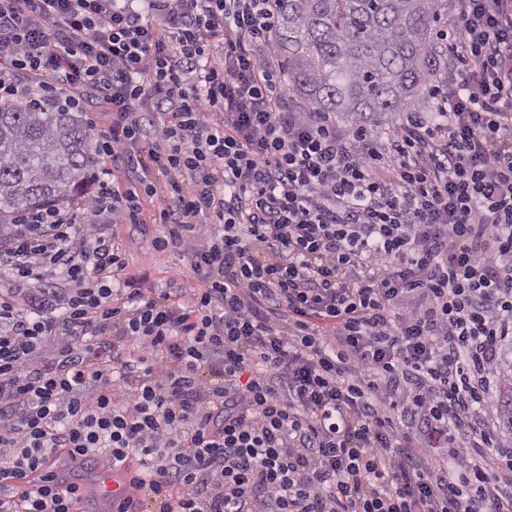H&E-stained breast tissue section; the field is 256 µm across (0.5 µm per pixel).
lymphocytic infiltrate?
Segmentation results:
<instances>
[{
	"label": "lymphocytic infiltrate",
	"mask_w": 512,
	"mask_h": 512,
	"mask_svg": "<svg viewBox=\"0 0 512 512\" xmlns=\"http://www.w3.org/2000/svg\"><path fill=\"white\" fill-rule=\"evenodd\" d=\"M276 2L0 0V99L96 102L98 213L156 203L199 280L68 205L0 228V512H77L64 454L134 466L124 512H512V0H459L439 110L384 135L289 104ZM497 395L495 400V424L499 433L512 438V341L500 345L496 360ZM510 437L500 435L505 446H512Z\"/></svg>",
	"instance_id": "obj_1"
}]
</instances>
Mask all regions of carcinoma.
Here are the masks:
<instances>
[{"label": "carcinoma", "instance_id": "obj_1", "mask_svg": "<svg viewBox=\"0 0 512 512\" xmlns=\"http://www.w3.org/2000/svg\"><path fill=\"white\" fill-rule=\"evenodd\" d=\"M448 0H278L272 44L309 112L357 124L436 105L424 88L448 70L437 23ZM81 112L0 102V225L73 196L88 178ZM495 424L512 436V341L496 360Z\"/></svg>", "mask_w": 512, "mask_h": 512}]
</instances>
